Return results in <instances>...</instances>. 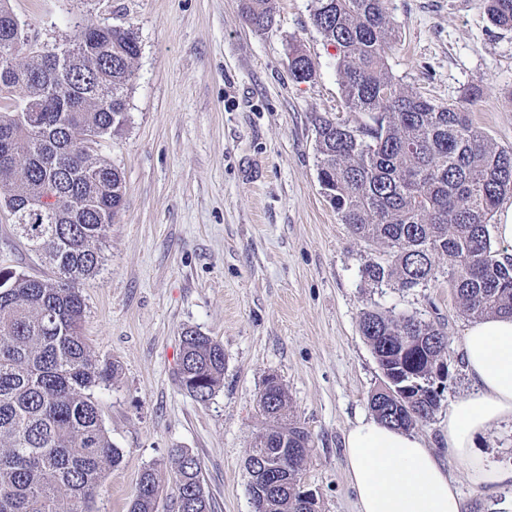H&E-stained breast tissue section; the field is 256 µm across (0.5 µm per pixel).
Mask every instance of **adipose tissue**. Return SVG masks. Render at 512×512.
<instances>
[{
    "label": "adipose tissue",
    "mask_w": 512,
    "mask_h": 512,
    "mask_svg": "<svg viewBox=\"0 0 512 512\" xmlns=\"http://www.w3.org/2000/svg\"><path fill=\"white\" fill-rule=\"evenodd\" d=\"M462 354L471 388L448 410V457L472 485L495 495L512 486V464L488 462L476 442L512 423V317L471 323ZM345 461L358 512H463L457 485L417 433L359 418L346 435Z\"/></svg>",
    "instance_id": "1"
}]
</instances>
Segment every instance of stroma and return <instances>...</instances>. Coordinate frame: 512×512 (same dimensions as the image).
I'll use <instances>...</instances> for the list:
<instances>
[{"label": "stroma", "mask_w": 512, "mask_h": 512, "mask_svg": "<svg viewBox=\"0 0 512 512\" xmlns=\"http://www.w3.org/2000/svg\"><path fill=\"white\" fill-rule=\"evenodd\" d=\"M37 42L71 45L76 25L135 32L140 53L128 123L106 154L126 181L124 207L83 281L82 334L115 362L96 390L103 425L121 449L94 512H129L140 475L158 471L157 512L171 498L173 449L202 464L213 512H252L245 460L269 426L259 407L268 375L282 381L311 434L304 486L319 512H356L344 436L370 415L382 374L359 331L368 307L441 323L449 377L433 417L415 430L458 486L465 512H495V496L464 479L444 445L449 406L470 389L460 342L470 320L447 284L410 292L361 277L375 248L356 239L318 182L315 116L346 118L333 48L312 24L313 0H273L255 31L243 0H10ZM397 31L391 74L438 104L468 109L499 147L512 148V31L490 24L482 0H386ZM313 61L293 79L291 49ZM0 266L51 268L28 251L0 211ZM224 348V383L201 403L177 384L186 330Z\"/></svg>", "instance_id": "35a3bbf8"}]
</instances>
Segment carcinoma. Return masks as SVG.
<instances>
[{"label": "carcinoma", "instance_id": "1", "mask_svg": "<svg viewBox=\"0 0 512 512\" xmlns=\"http://www.w3.org/2000/svg\"><path fill=\"white\" fill-rule=\"evenodd\" d=\"M483 2L493 26L512 29V0ZM14 18L0 0V56L32 54L25 66L0 69V208L24 217L16 233L53 276L0 267V512H92L105 472L122 457L94 398L118 365L96 359L82 336L80 286L99 272L103 241L124 206V177L102 148L127 124L140 46L129 29L90 24L55 67L17 47ZM245 18L266 29L272 0H246ZM311 20L335 50L346 108L366 116L315 117L323 194L354 236L381 251L361 277L374 288L411 291L443 276L463 314L512 316V257L494 247L488 229L512 194V150L492 143L464 106L438 105L393 77L387 54L396 30L385 0H314ZM290 72L305 82L315 69L296 49ZM86 135L98 142L82 152L77 143ZM359 327L380 369L419 384L418 397L402 406L379 388L371 392L374 416L404 429L432 418L440 395L428 388L448 349L441 324L366 308ZM180 361V388L210 400L224 382L223 346L187 330ZM260 405L273 428L252 450L267 454V471L250 476L249 494L261 512H308L293 476L311 435L288 419L283 385ZM174 464L177 512H212L199 458L179 449ZM159 492L148 467L130 512H156Z\"/></svg>", "mask_w": 512, "mask_h": 512}]
</instances>
